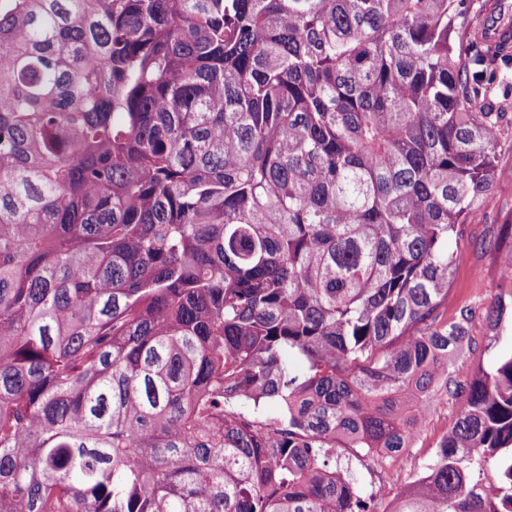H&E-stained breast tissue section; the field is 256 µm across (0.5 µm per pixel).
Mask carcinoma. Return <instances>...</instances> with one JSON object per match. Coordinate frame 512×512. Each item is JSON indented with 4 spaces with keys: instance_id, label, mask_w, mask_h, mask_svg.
<instances>
[{
    "instance_id": "obj_1",
    "label": "carcinoma",
    "mask_w": 512,
    "mask_h": 512,
    "mask_svg": "<svg viewBox=\"0 0 512 512\" xmlns=\"http://www.w3.org/2000/svg\"><path fill=\"white\" fill-rule=\"evenodd\" d=\"M480 0H0V512H512V350L448 240L499 179ZM512 283V224L492 243ZM464 401H443L436 407L429 425L415 436L411 448H405L394 461L378 468L370 458H352L350 466L364 495H373L383 504L404 492L430 462L436 444L456 422Z\"/></svg>"
}]
</instances>
